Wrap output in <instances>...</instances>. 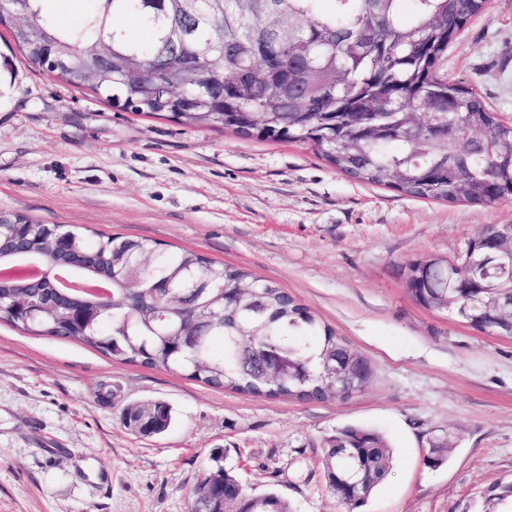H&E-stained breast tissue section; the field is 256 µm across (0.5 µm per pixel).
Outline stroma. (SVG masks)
I'll list each match as a JSON object with an SVG mask.
<instances>
[{"label":"stroma","instance_id":"1","mask_svg":"<svg viewBox=\"0 0 512 512\" xmlns=\"http://www.w3.org/2000/svg\"><path fill=\"white\" fill-rule=\"evenodd\" d=\"M440 69L512 125V0H486ZM0 209L245 268L372 370L348 397L257 398L0 323V512H189L219 466L291 512H345L322 458L353 424L395 457L364 512H484V490L512 483V338L420 306L403 275L410 260H456L486 226L512 224V200H415L349 179L304 144L124 111L28 67L0 28ZM156 401L172 409L166 432L122 425L125 407ZM439 434L448 460L430 469Z\"/></svg>","mask_w":512,"mask_h":512}]
</instances>
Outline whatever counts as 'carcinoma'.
Instances as JSON below:
<instances>
[{"label":"carcinoma","instance_id":"carcinoma-1","mask_svg":"<svg viewBox=\"0 0 512 512\" xmlns=\"http://www.w3.org/2000/svg\"><path fill=\"white\" fill-rule=\"evenodd\" d=\"M81 25L62 28L43 11L42 0H0V26L29 65L55 74L67 84L87 88L115 107L201 129L231 132L241 138L308 144L336 171L365 184L392 188L409 198L492 207L512 198V126L473 88L457 86L439 73L449 40L483 10L485 0H224V9L197 0H93ZM26 15L23 29L13 27L9 12ZM136 21L143 35L131 37L121 27ZM224 35L220 56L211 49V34ZM112 38V69L137 68L150 74L177 71L198 59L208 65L184 87L191 102L155 96L147 83L105 79L90 84L79 71L58 73L48 46L64 44L75 58L86 56L100 36ZM288 37V73L267 80L262 58L276 52ZM254 67L257 80H234L239 70ZM432 89L451 93L454 136L437 129L414 135L404 124L409 112L422 111ZM26 226L27 237L42 246V258L55 265L54 241L45 225L12 210H0V229ZM70 268L110 289L107 300L86 297L96 311L90 323L70 320L61 308L22 319L9 309L18 296L31 295L23 280L0 281V322L28 336L62 339L102 353L112 360L151 368L180 370L215 389L254 397H285L315 402L328 397L324 367L345 365L352 349L333 328L279 286L249 270L220 266L193 251L164 252L142 241L98 234L89 237L73 227ZM499 245L494 238L472 239L468 259L440 289L444 305L433 303L426 273L416 268L406 285L417 288L426 307L446 311L482 330L480 303L470 262ZM139 263L141 287L126 284V268ZM255 285L247 305L233 303L237 288ZM224 307V318L206 321L210 308ZM185 327L195 332L192 344L176 345L168 334ZM280 366L275 380L267 370ZM353 386L364 388L369 362L350 369ZM153 434L165 432L172 409L150 405ZM338 448L348 453L336 452ZM447 440L430 442L424 465L437 468L447 460ZM328 488L336 495L353 479L343 503L349 512L363 507L393 467L385 438L366 427L349 425L327 440L323 457ZM229 494L241 512H252L253 497L240 481L224 473L214 496ZM484 498L496 512H512V483L488 488Z\"/></svg>","mask_w":512,"mask_h":512}]
</instances>
